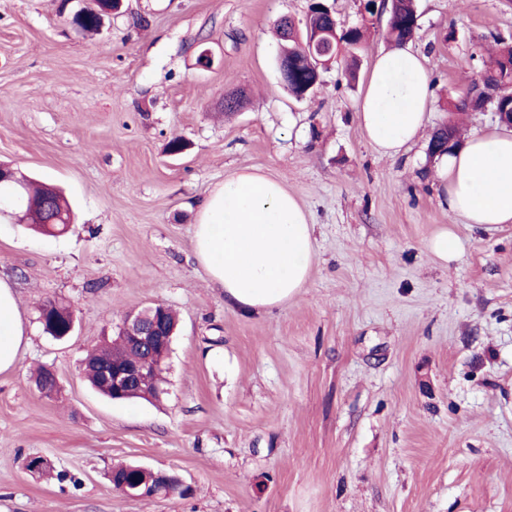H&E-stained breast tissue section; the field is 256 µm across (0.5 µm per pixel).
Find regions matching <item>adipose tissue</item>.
<instances>
[{"label": "adipose tissue", "mask_w": 512, "mask_h": 512, "mask_svg": "<svg viewBox=\"0 0 512 512\" xmlns=\"http://www.w3.org/2000/svg\"><path fill=\"white\" fill-rule=\"evenodd\" d=\"M431 103L425 56L397 46L374 59L357 112L369 144L395 157L421 134ZM440 206L471 228L512 224V131L493 129L444 155ZM193 249L209 280L244 311L269 312L305 287L314 260V226L276 179L243 169L201 201ZM29 342L11 284L0 278V371Z\"/></svg>", "instance_id": "adipose-tissue-1"}]
</instances>
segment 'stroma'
Instances as JSON below:
<instances>
[{
    "label": "stroma",
    "instance_id": "stroma-1",
    "mask_svg": "<svg viewBox=\"0 0 512 512\" xmlns=\"http://www.w3.org/2000/svg\"><path fill=\"white\" fill-rule=\"evenodd\" d=\"M308 3L124 0L89 36L61 0H0V161L77 208L58 237L0 218V278L30 336L0 372V512H512V225L449 215L428 154L447 122L464 139L497 126L449 104L512 43V0H414L433 105L393 159L356 117L387 12L335 0L339 28L366 24L365 42L298 100L273 26ZM232 91L244 105L228 113ZM242 169L277 179L315 226L305 288L269 313L226 304L192 248L199 201ZM445 228L460 244L447 263L427 248ZM47 300L73 309L67 340L43 332ZM157 303L180 317L160 403L96 393L86 352ZM123 461L190 493L125 496L108 478Z\"/></svg>",
    "mask_w": 512,
    "mask_h": 512
}]
</instances>
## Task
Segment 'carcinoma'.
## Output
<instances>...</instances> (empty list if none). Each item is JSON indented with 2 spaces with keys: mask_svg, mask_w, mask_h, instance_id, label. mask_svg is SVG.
Here are the masks:
<instances>
[{
  "mask_svg": "<svg viewBox=\"0 0 512 512\" xmlns=\"http://www.w3.org/2000/svg\"><path fill=\"white\" fill-rule=\"evenodd\" d=\"M279 33L281 51L288 58V92L295 98L308 96L319 85V76L312 67L315 59L322 53L331 52L323 58L328 63L338 56L341 47L350 50L358 48L363 32L353 26L338 30L336 20L320 5H312L305 16L304 31L298 32L294 21L283 18L276 23ZM418 28V16L413 0H397L395 12L387 24V37L397 45L407 42ZM492 105L495 112L512 113V43H500L495 56L483 63L479 80L471 83L467 93L451 102L454 112H468ZM459 146L455 132L444 127L438 128L433 134L429 146V156L440 157L449 150ZM22 193L18 195V209L24 212L26 219L45 235H55L67 231L73 220L70 203L53 187L33 184L22 178ZM39 311L44 333L54 338L66 329L71 317L69 306L56 301H46ZM131 362L139 358V352L127 347L118 340L97 346L88 352L85 359V371L91 386L107 398H112V389L100 376L99 369L117 354ZM168 351L155 352L152 366L145 377L137 384L128 388L121 399L140 398L157 400L164 393L157 383L162 371V362ZM134 464H121L112 468L110 481H125L138 486L136 493L143 497L186 495L189 488L182 487L181 481L174 479L169 483H161L151 475L135 471Z\"/></svg>",
  "mask_w": 512,
  "mask_h": 512,
  "instance_id": "1",
  "label": "carcinoma"
}]
</instances>
